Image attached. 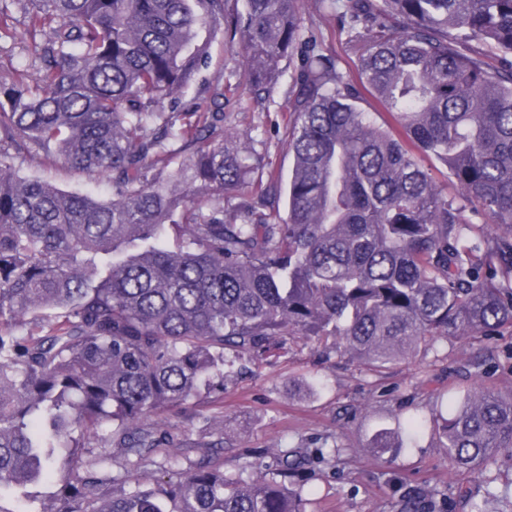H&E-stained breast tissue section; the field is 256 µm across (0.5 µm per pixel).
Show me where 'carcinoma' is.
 Masks as SVG:
<instances>
[{
    "mask_svg": "<svg viewBox=\"0 0 512 512\" xmlns=\"http://www.w3.org/2000/svg\"><path fill=\"white\" fill-rule=\"evenodd\" d=\"M34 2L39 66L0 75V492L55 491L0 512H305L299 451L154 479L149 420L276 336L382 368L512 328V0H318L345 71L300 0ZM219 33L248 66L233 93L284 84L283 188L251 178L223 89L165 111ZM33 155L111 196L19 176ZM438 429L453 467L511 460L512 393L469 392ZM313 0H302L304 17L312 18L322 29L325 40L329 43L334 52L340 68L344 70H348V65L350 64V59L347 54V48L345 46L344 35L339 33L336 22L330 17H320L318 13H316L313 5Z\"/></svg>",
    "mask_w": 512,
    "mask_h": 512,
    "instance_id": "cac0c4a2",
    "label": "carcinoma"
}]
</instances>
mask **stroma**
Segmentation results:
<instances>
[{
	"label": "stroma",
	"mask_w": 512,
	"mask_h": 512,
	"mask_svg": "<svg viewBox=\"0 0 512 512\" xmlns=\"http://www.w3.org/2000/svg\"><path fill=\"white\" fill-rule=\"evenodd\" d=\"M31 8V0H15L11 7L15 37L0 43V71L34 63L27 32ZM247 79L239 42L216 36L192 84L167 99L165 107L183 110L216 85ZM288 120V103L278 89L263 104L244 96L224 108L226 129L252 135L262 183L287 178L291 169ZM17 168L20 175L65 190L108 193L99 177L39 156ZM241 364L218 400L163 419L158 432L166 444L151 453V460L160 465L174 454L183 468L203 458L272 467L281 450L336 444L341 448L336 457L313 460L297 477L307 512H470L465 495L481 493L487 478L495 496L486 512H512V461H498L481 473L450 466L436 422L440 412L475 388L512 391V328L466 341L443 339L380 371L298 340L244 357ZM412 418L424 428L409 440L400 431ZM381 432L397 435L399 445L377 456L369 446ZM216 442L222 445L218 454L209 449Z\"/></svg>",
	"instance_id": "1"
}]
</instances>
